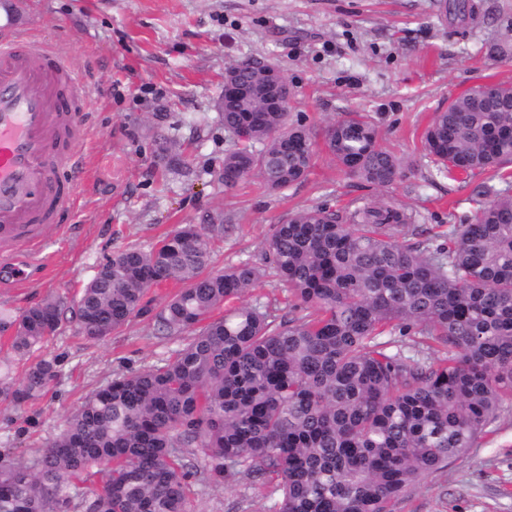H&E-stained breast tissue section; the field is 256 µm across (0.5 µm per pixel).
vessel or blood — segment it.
I'll use <instances>...</instances> for the list:
<instances>
[{
    "mask_svg": "<svg viewBox=\"0 0 512 512\" xmlns=\"http://www.w3.org/2000/svg\"><path fill=\"white\" fill-rule=\"evenodd\" d=\"M82 73L50 44L11 25L0 32V266L28 279L22 252L44 222L73 202L86 163L77 147L87 116L73 106Z\"/></svg>",
    "mask_w": 512,
    "mask_h": 512,
    "instance_id": "vessel-or-blood-1",
    "label": "vessel or blood"
}]
</instances>
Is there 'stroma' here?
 Listing matches in <instances>:
<instances>
[{
    "mask_svg": "<svg viewBox=\"0 0 512 512\" xmlns=\"http://www.w3.org/2000/svg\"><path fill=\"white\" fill-rule=\"evenodd\" d=\"M472 17L445 0H0L5 19L64 51L86 78L80 94L90 133L78 146L89 170L75 206L44 233L26 284L0 267V309L19 315L62 295L76 304L100 264L128 247L150 249L182 224L206 227L214 269L262 263L264 243L292 211L341 209L394 197L430 233L471 220L472 185L437 175L421 151L433 113L482 82H511L512 57L490 61V44L512 36V0H469ZM261 58L294 90L293 121L313 131L345 113L377 122L404 176L377 188L347 177L317 151L307 179L279 191L250 177L225 188L224 154L234 142L218 119L224 72ZM190 170L165 169V155ZM70 225L61 233L59 225ZM245 300L294 316L287 285L262 278ZM182 338H165L134 316L99 341L77 332L70 311L40 349L60 371L22 406L0 402V453L29 462L96 387L157 364ZM271 484L239 474L196 484L193 512H270ZM393 512H512V405L474 448L396 500Z\"/></svg>",
    "mask_w": 512,
    "mask_h": 512,
    "instance_id": "1",
    "label": "stroma"
}]
</instances>
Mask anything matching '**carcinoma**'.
<instances>
[{
    "label": "carcinoma",
    "mask_w": 512,
    "mask_h": 512,
    "mask_svg": "<svg viewBox=\"0 0 512 512\" xmlns=\"http://www.w3.org/2000/svg\"><path fill=\"white\" fill-rule=\"evenodd\" d=\"M235 67L251 85L269 64ZM254 106L217 105L236 145L224 155L227 188L253 174L272 191L305 179L317 139L352 178L388 188L403 177L367 114L314 133L269 109L260 90ZM422 149L439 175H488L473 188V219L412 243L416 213L392 200L341 215L294 211L265 252L302 316L279 320L243 302L265 268L213 270L210 238L194 224L148 250L113 253L77 302L84 338L151 312L166 337L198 334L94 390L32 463L0 455V512H190V446L215 478L275 482L273 512H391L474 447L512 400V182L503 174L512 83L452 99L433 114ZM171 281L182 288L152 311L146 292ZM66 308L58 295L18 316L1 310L0 332L26 358L58 332ZM395 334L412 337L414 354L380 341ZM57 372L54 358L31 363L19 383L0 382V401L37 398ZM96 473L100 487L83 491Z\"/></svg>",
    "instance_id": "obj_1"
}]
</instances>
